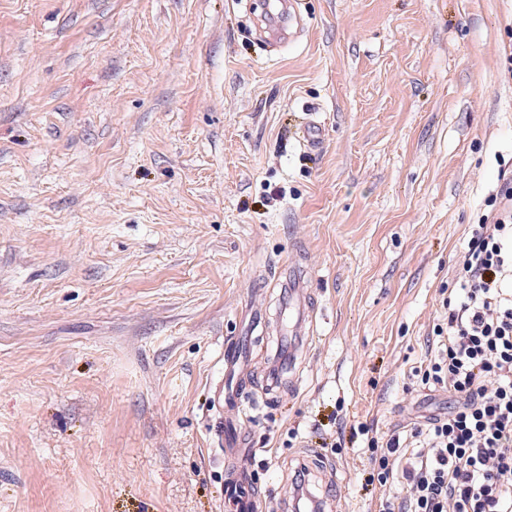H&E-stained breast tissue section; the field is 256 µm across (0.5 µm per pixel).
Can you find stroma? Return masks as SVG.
<instances>
[{
	"label": "stroma",
	"instance_id": "1",
	"mask_svg": "<svg viewBox=\"0 0 512 512\" xmlns=\"http://www.w3.org/2000/svg\"><path fill=\"white\" fill-rule=\"evenodd\" d=\"M301 9L274 48L246 0H0V512H232L204 397L256 290L268 512H379L362 450L320 447L330 415L389 434L447 407L413 369L512 178V0ZM308 288H310L306 271L288 264V309L291 312V336L301 330L305 322Z\"/></svg>",
	"mask_w": 512,
	"mask_h": 512
}]
</instances>
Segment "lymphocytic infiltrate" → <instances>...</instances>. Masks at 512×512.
<instances>
[{
    "label": "lymphocytic infiltrate",
    "mask_w": 512,
    "mask_h": 512,
    "mask_svg": "<svg viewBox=\"0 0 512 512\" xmlns=\"http://www.w3.org/2000/svg\"><path fill=\"white\" fill-rule=\"evenodd\" d=\"M435 324L436 350L416 369L447 391V413L379 441L351 431L369 452L381 512H512V180L488 199Z\"/></svg>",
    "instance_id": "1"
}]
</instances>
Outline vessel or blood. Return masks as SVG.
Segmentation results:
<instances>
[{
  "mask_svg": "<svg viewBox=\"0 0 512 512\" xmlns=\"http://www.w3.org/2000/svg\"><path fill=\"white\" fill-rule=\"evenodd\" d=\"M266 13L270 24L266 29L270 41L281 43L295 38L296 27L302 20L300 0H267ZM309 280L304 270H288V309L293 330H300L305 321ZM219 368L208 383V396L204 405L206 431L213 448L230 458L232 465L224 481V493L237 512H256L257 497L248 468L239 466L237 459L247 449L241 429L242 399L250 385L244 373L249 359L240 341H225L218 360Z\"/></svg>",
  "mask_w": 512,
  "mask_h": 512,
  "instance_id": "1",
  "label": "vessel or blood"
}]
</instances>
